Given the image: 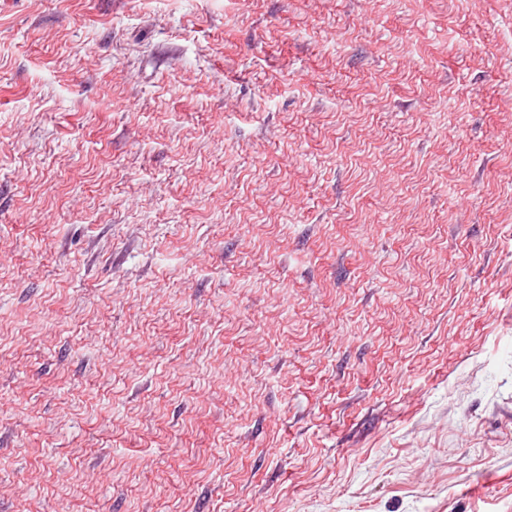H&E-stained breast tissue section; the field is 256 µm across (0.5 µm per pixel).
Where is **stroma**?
<instances>
[{
    "label": "stroma",
    "mask_w": 512,
    "mask_h": 512,
    "mask_svg": "<svg viewBox=\"0 0 512 512\" xmlns=\"http://www.w3.org/2000/svg\"><path fill=\"white\" fill-rule=\"evenodd\" d=\"M0 512H512V0H0Z\"/></svg>",
    "instance_id": "1"
}]
</instances>
